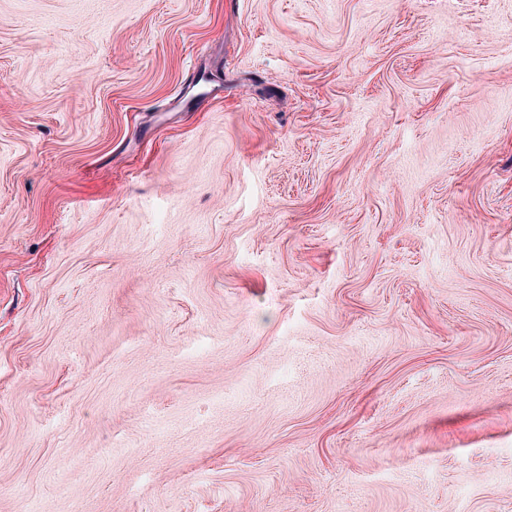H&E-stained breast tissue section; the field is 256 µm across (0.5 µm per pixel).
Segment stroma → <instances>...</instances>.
<instances>
[{"label": "stroma", "instance_id": "stroma-1", "mask_svg": "<svg viewBox=\"0 0 512 512\" xmlns=\"http://www.w3.org/2000/svg\"><path fill=\"white\" fill-rule=\"evenodd\" d=\"M0 512H512V0H0Z\"/></svg>", "mask_w": 512, "mask_h": 512}]
</instances>
